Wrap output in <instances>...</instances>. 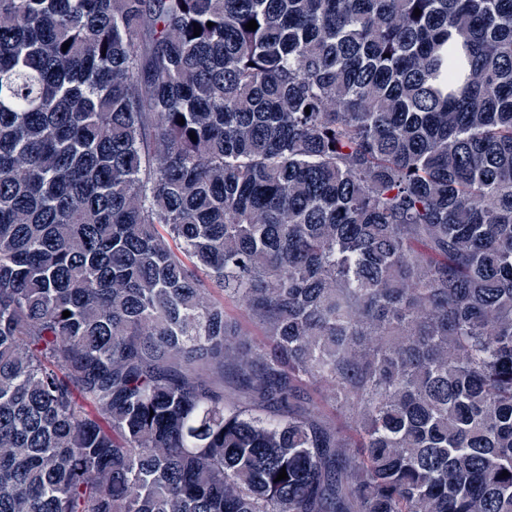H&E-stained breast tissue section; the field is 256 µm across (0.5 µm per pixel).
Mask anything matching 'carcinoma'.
<instances>
[{
    "label": "carcinoma",
    "instance_id": "1",
    "mask_svg": "<svg viewBox=\"0 0 512 512\" xmlns=\"http://www.w3.org/2000/svg\"><path fill=\"white\" fill-rule=\"evenodd\" d=\"M0 512H512V0H0Z\"/></svg>",
    "mask_w": 512,
    "mask_h": 512
}]
</instances>
